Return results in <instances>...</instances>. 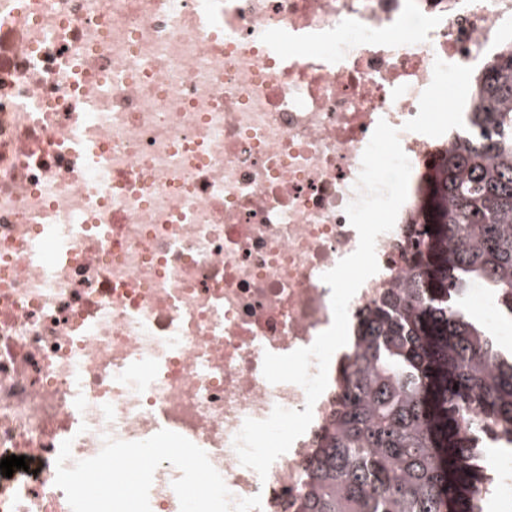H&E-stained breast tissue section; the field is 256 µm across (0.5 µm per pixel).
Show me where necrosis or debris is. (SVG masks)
I'll use <instances>...</instances> for the list:
<instances>
[{
  "label": "necrosis or debris",
  "mask_w": 512,
  "mask_h": 512,
  "mask_svg": "<svg viewBox=\"0 0 512 512\" xmlns=\"http://www.w3.org/2000/svg\"><path fill=\"white\" fill-rule=\"evenodd\" d=\"M510 40L512 0H0V459L28 464L0 475V512H71L64 440L78 461L163 429L233 498L298 512L353 352L262 478L235 435L306 403L264 378V354L331 326L321 276L358 245L345 208L382 119L408 196L350 326L410 280L458 132L404 125L435 60L478 70ZM490 468L488 500L512 512V453Z\"/></svg>",
  "instance_id": "4bbe7bcc"
}]
</instances>
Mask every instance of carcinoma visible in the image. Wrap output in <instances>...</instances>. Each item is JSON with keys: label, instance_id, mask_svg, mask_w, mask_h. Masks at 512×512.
Instances as JSON below:
<instances>
[{"label": "carcinoma", "instance_id": "obj_1", "mask_svg": "<svg viewBox=\"0 0 512 512\" xmlns=\"http://www.w3.org/2000/svg\"><path fill=\"white\" fill-rule=\"evenodd\" d=\"M476 86L465 141L428 182L429 244L365 315L301 512H480L486 435L512 444V351L465 305L480 284L512 318V42Z\"/></svg>", "mask_w": 512, "mask_h": 512}]
</instances>
